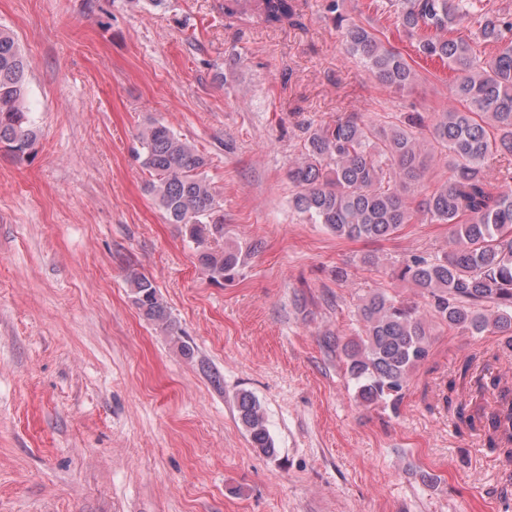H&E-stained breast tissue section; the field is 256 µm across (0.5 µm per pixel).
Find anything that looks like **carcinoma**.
I'll return each instance as SVG.
<instances>
[{"mask_svg":"<svg viewBox=\"0 0 512 512\" xmlns=\"http://www.w3.org/2000/svg\"><path fill=\"white\" fill-rule=\"evenodd\" d=\"M481 3L391 0L400 27L416 39L417 53L448 64L456 74L452 92L459 107L435 112L428 121L419 112H406L388 129L355 113L310 127L288 170L298 188L295 209L339 238L389 239L419 212L448 225L451 251L410 255L393 271L428 295V312L376 290L357 307L355 336L323 338L365 406L398 409L410 372L429 355L432 321L450 331L503 336L502 353L512 352V13L484 11ZM325 9L336 26H346L349 53L384 85L397 91L414 85L412 66L383 44L372 23L345 22L343 0H327ZM260 12L269 26L293 25L299 17L297 0H261ZM473 16L472 38L447 36ZM478 43L492 51L489 60L476 54ZM30 68L13 33L0 28V144L16 150L19 160L37 141L27 107ZM425 135L429 149L421 143ZM138 141L137 159L150 176L144 190L196 245L209 280L222 285L242 276L246 254L224 243V213L204 176L206 157L158 121L149 122ZM436 157L448 167V179L417 202L414 187ZM130 284L142 316L167 333L183 355H193L153 282L135 273ZM235 409L252 447L276 456L259 400L242 391ZM485 427L488 447L511 461L512 445L497 434V413L486 417Z\"/></svg>","mask_w":512,"mask_h":512,"instance_id":"1","label":"carcinoma"}]
</instances>
